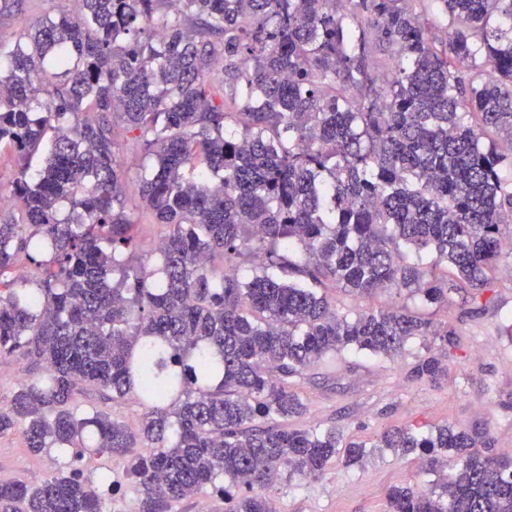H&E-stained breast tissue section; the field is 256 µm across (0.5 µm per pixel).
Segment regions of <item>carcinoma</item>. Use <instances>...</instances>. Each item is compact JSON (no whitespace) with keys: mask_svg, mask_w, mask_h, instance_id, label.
Segmentation results:
<instances>
[{"mask_svg":"<svg viewBox=\"0 0 512 512\" xmlns=\"http://www.w3.org/2000/svg\"><path fill=\"white\" fill-rule=\"evenodd\" d=\"M79 2L0 42L21 209L0 206V275L19 269L0 295V356L46 368L0 404V434L80 457L141 445L134 512L208 486L215 512H277L274 483L367 455L333 429L282 425L305 411L288 377L419 340L409 375L433 382L456 342L447 322L340 312L328 292L446 307L466 288L476 300L512 255V144L487 139L512 141V0ZM117 119L150 161L143 213L168 228L156 267L133 263ZM80 388L137 395V433L78 412ZM484 445L448 423L383 432L375 447L430 457L431 479L391 488L389 512H512V458ZM106 509L79 472L0 479V512Z\"/></svg>","mask_w":512,"mask_h":512,"instance_id":"obj_1","label":"carcinoma"}]
</instances>
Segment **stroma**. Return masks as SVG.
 Listing matches in <instances>:
<instances>
[{"label": "stroma", "mask_w": 512, "mask_h": 512, "mask_svg": "<svg viewBox=\"0 0 512 512\" xmlns=\"http://www.w3.org/2000/svg\"><path fill=\"white\" fill-rule=\"evenodd\" d=\"M59 6V0H0V39L15 41ZM113 138L127 171L128 212L137 223L135 256L151 262L166 228L143 223L137 208L143 162L138 146L119 124L113 128ZM331 296L343 312L409 305L437 320L454 322L458 342L448 351L447 375L435 382L408 375L416 356L424 351L416 341L392 358L345 351L292 376L289 384L299 393L306 412L289 418V427L332 428L345 439L373 446L374 451L362 465L336 463L319 478H296L275 486L270 495L278 512H388L389 488L414 481L421 465L413 457L376 449L382 432L394 427L425 432L449 422L476 428L487 438L486 454L512 455V338L501 332L512 322V258L500 261L491 290L464 307L457 303L446 309L431 307L393 291L361 298L336 289ZM75 404L84 412H106L133 429L143 413L135 397L116 401L102 390L78 392ZM68 464L90 478L92 490L110 499L112 512H133L136 493L126 476L127 458L104 454L74 463L53 451L31 453L22 430L0 435V472L14 480L35 484ZM101 472L112 477V484L97 481Z\"/></svg>", "instance_id": "stroma-1"}]
</instances>
